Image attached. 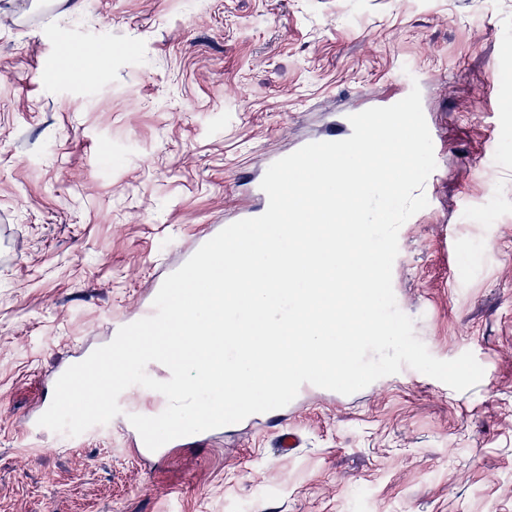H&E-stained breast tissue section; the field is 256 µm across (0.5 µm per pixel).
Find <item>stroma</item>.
I'll return each mask as SVG.
<instances>
[{"label": "stroma", "instance_id": "obj_1", "mask_svg": "<svg viewBox=\"0 0 512 512\" xmlns=\"http://www.w3.org/2000/svg\"><path fill=\"white\" fill-rule=\"evenodd\" d=\"M415 82L446 149L393 290L475 387L314 386L159 464L116 423L27 433L269 157ZM0 512H512V0H0Z\"/></svg>", "mask_w": 512, "mask_h": 512}]
</instances>
